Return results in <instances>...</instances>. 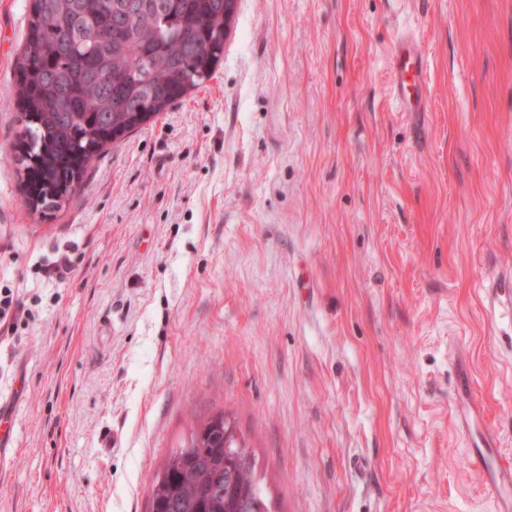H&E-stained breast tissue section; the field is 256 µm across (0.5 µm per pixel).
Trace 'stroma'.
<instances>
[{
  "label": "stroma",
  "instance_id": "1",
  "mask_svg": "<svg viewBox=\"0 0 512 512\" xmlns=\"http://www.w3.org/2000/svg\"><path fill=\"white\" fill-rule=\"evenodd\" d=\"M0 0V512H148L215 411L276 512H496L455 426L456 359L512 456V0H237L213 77L25 204ZM426 58L396 111L397 28ZM67 259L69 273L43 277ZM29 314L24 311V305L15 298L11 288H1L0 291V334H13L23 316Z\"/></svg>",
  "mask_w": 512,
  "mask_h": 512
}]
</instances>
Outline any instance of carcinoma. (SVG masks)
<instances>
[{
  "label": "carcinoma",
  "mask_w": 512,
  "mask_h": 512,
  "mask_svg": "<svg viewBox=\"0 0 512 512\" xmlns=\"http://www.w3.org/2000/svg\"><path fill=\"white\" fill-rule=\"evenodd\" d=\"M226 0H33L16 82L26 201L83 176L138 112L166 111L224 56ZM36 159L33 165L30 159ZM148 512H272L253 457L218 412L193 427L152 482Z\"/></svg>",
  "instance_id": "cac0c4a2"
}]
</instances>
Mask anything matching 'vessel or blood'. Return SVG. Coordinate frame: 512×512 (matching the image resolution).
Listing matches in <instances>:
<instances>
[{"label":"vessel or blood","instance_id":"b4317fda","mask_svg":"<svg viewBox=\"0 0 512 512\" xmlns=\"http://www.w3.org/2000/svg\"><path fill=\"white\" fill-rule=\"evenodd\" d=\"M391 96L402 112L421 111L425 88V58L412 32L396 35L389 59ZM457 399L463 410L458 428L471 442L468 463L492 496L497 512H512V458L499 454L493 434L482 425L483 413L467 372H460Z\"/></svg>","mask_w":512,"mask_h":512}]
</instances>
